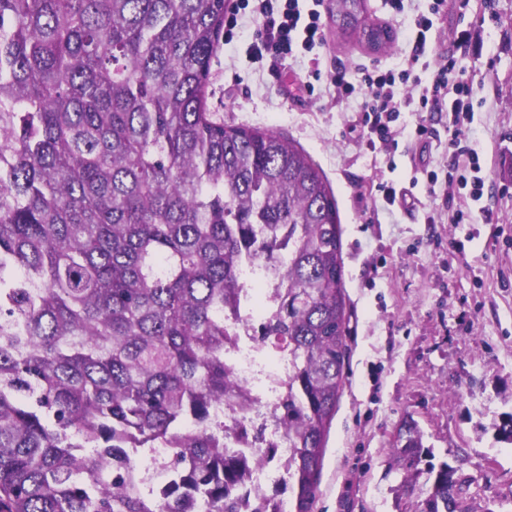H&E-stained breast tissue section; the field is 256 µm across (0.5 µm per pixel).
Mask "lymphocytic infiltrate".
Segmentation results:
<instances>
[{
	"instance_id": "lymphocytic-infiltrate-1",
	"label": "lymphocytic infiltrate",
	"mask_w": 512,
	"mask_h": 512,
	"mask_svg": "<svg viewBox=\"0 0 512 512\" xmlns=\"http://www.w3.org/2000/svg\"><path fill=\"white\" fill-rule=\"evenodd\" d=\"M445 0H433L429 14L417 15L408 27L412 51L399 71H381L361 65L354 71L337 68L331 83L338 99L362 97V115L355 122L360 139L372 151L395 153L403 136L422 141L431 132L427 115H448V187L459 202L450 217L454 224L476 221V205L486 183L478 152L470 140L474 104L480 89L467 76L468 67L460 57L427 59L426 48L433 26ZM251 12L258 25L250 45L254 56L270 54L281 59L312 52L325 42L324 24L318 9L301 12L299 0H253ZM418 88V96H400L399 86ZM414 107L420 118L412 133H405L396 121L401 109Z\"/></svg>"
}]
</instances>
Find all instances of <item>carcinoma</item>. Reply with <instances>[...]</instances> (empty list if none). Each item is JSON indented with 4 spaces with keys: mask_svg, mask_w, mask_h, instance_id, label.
<instances>
[{
    "mask_svg": "<svg viewBox=\"0 0 512 512\" xmlns=\"http://www.w3.org/2000/svg\"><path fill=\"white\" fill-rule=\"evenodd\" d=\"M336 27L370 46L364 0ZM226 0H0V512H239L244 459L214 404L246 397L224 362L237 272L288 229L268 312L288 352L277 407L291 512H313L350 357L336 199L277 133L206 110ZM394 461L416 489L413 423ZM164 443L170 484L142 495L133 453ZM95 448L87 456L83 449ZM419 512H469L446 463Z\"/></svg>",
    "mask_w": 512,
    "mask_h": 512,
    "instance_id": "cac0c4a2",
    "label": "carcinoma"
}]
</instances>
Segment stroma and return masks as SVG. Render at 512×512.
I'll list each match as a JSON object with an SVG mask.
<instances>
[{"instance_id": "stroma-1", "label": "stroma", "mask_w": 512, "mask_h": 512, "mask_svg": "<svg viewBox=\"0 0 512 512\" xmlns=\"http://www.w3.org/2000/svg\"><path fill=\"white\" fill-rule=\"evenodd\" d=\"M367 22L392 37L373 51L327 29L318 60L252 58L257 24L240 14L235 49L211 61L206 107L228 126L281 133L301 146L327 177L340 215L350 358L326 437L314 512H418L392 448L405 422L417 425L428 461L461 464L472 481L470 512H512V445L495 425L512 410V0H495L494 20L477 23L447 0L435 16L428 57L465 56L482 88L470 138L488 180L483 206L491 221L452 224L444 178L447 114H434L427 143L402 139L395 155L369 150L352 126L362 101L333 100L335 63L396 70L411 48L404 32L430 0H365ZM468 39H460L461 30ZM390 181L413 206H388L372 193ZM439 221L427 223L429 214ZM463 251H456L454 242Z\"/></svg>"}]
</instances>
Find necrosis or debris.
Returning <instances> with one entry per match:
<instances>
[{"label": "necrosis or debris", "instance_id": "obj_1", "mask_svg": "<svg viewBox=\"0 0 512 512\" xmlns=\"http://www.w3.org/2000/svg\"><path fill=\"white\" fill-rule=\"evenodd\" d=\"M290 246L286 236H278L274 255L259 254L240 269V278L248 294L247 303L239 311H225L224 326L229 340L224 346V361L233 380L243 387L248 398L240 406L224 404L213 407L212 419L220 423H238L235 434L225 437L224 453L250 460L248 478L233 494L239 500L240 512H260L261 507H274L287 512L288 436L276 418L275 410L285 392L288 377V355L270 357L260 327L280 287L281 275L288 264ZM167 448H140L136 459L146 497L157 496L169 482Z\"/></svg>", "mask_w": 512, "mask_h": 512}]
</instances>
